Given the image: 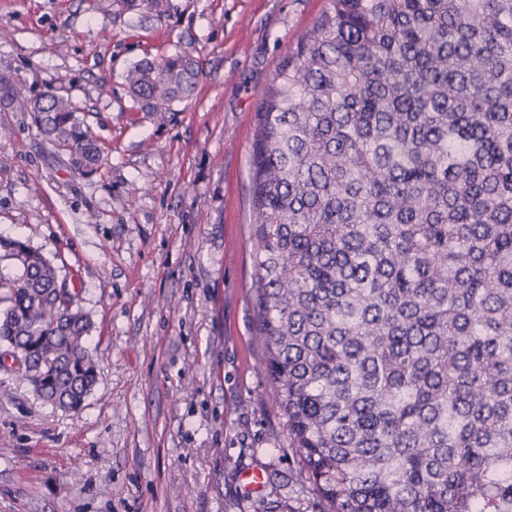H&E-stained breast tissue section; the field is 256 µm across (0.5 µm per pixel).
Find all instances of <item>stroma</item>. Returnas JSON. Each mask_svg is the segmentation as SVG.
Instances as JSON below:
<instances>
[{"mask_svg": "<svg viewBox=\"0 0 512 512\" xmlns=\"http://www.w3.org/2000/svg\"><path fill=\"white\" fill-rule=\"evenodd\" d=\"M329 6L0 0V74L68 95L104 156L78 171L32 113L0 105V237L80 288L98 359L76 415L0 367V512H320L260 399L249 161L265 89ZM177 52L199 63L194 94L143 109L126 71Z\"/></svg>", "mask_w": 512, "mask_h": 512, "instance_id": "35a3bbf8", "label": "stroma"}]
</instances>
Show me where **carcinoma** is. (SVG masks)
I'll list each match as a JSON object with an SVG mask.
<instances>
[{
	"instance_id": "obj_1",
	"label": "carcinoma",
	"mask_w": 512,
	"mask_h": 512,
	"mask_svg": "<svg viewBox=\"0 0 512 512\" xmlns=\"http://www.w3.org/2000/svg\"><path fill=\"white\" fill-rule=\"evenodd\" d=\"M198 75L177 54L125 83L165 112ZM0 99L101 167L69 97L1 76ZM249 174L263 400L322 512H512V0H331L261 98ZM0 262V342L80 412V289L19 239Z\"/></svg>"
}]
</instances>
